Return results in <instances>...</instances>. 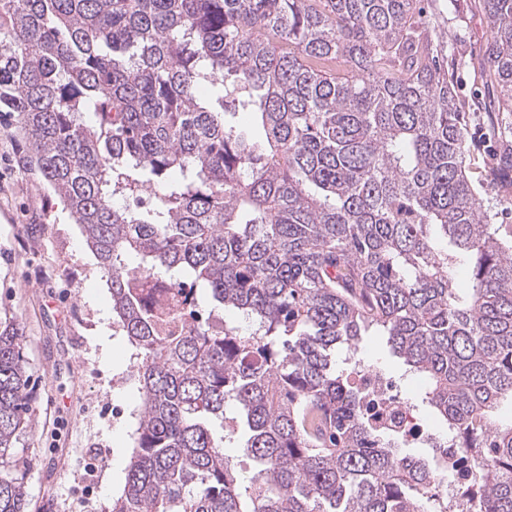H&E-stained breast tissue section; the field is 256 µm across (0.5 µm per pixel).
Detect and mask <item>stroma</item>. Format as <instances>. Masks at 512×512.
<instances>
[{
  "label": "stroma",
  "instance_id": "1",
  "mask_svg": "<svg viewBox=\"0 0 512 512\" xmlns=\"http://www.w3.org/2000/svg\"><path fill=\"white\" fill-rule=\"evenodd\" d=\"M448 58L465 114L466 173L497 223L512 225V157L499 145V91L481 66L491 37L482 0H426L415 15ZM13 116L0 118V321L16 324L33 396L18 436L28 512H110L125 483L141 408L136 350L112 313L109 280L58 195L32 164ZM358 356L420 404L384 337Z\"/></svg>",
  "mask_w": 512,
  "mask_h": 512
}]
</instances>
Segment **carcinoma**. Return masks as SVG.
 Segmentation results:
<instances>
[{"label":"carcinoma","mask_w":512,"mask_h":512,"mask_svg":"<svg viewBox=\"0 0 512 512\" xmlns=\"http://www.w3.org/2000/svg\"><path fill=\"white\" fill-rule=\"evenodd\" d=\"M483 4L512 112V0ZM412 17L413 0H0V112L137 351L111 512H423L433 463L399 454L337 368L371 328L427 378L448 473L458 452L489 462L465 512H512V422L495 419L512 401V229L465 176L464 116ZM155 185L145 208L115 204ZM202 297L249 331L200 321ZM21 342L0 325V512L28 506L10 461L30 415Z\"/></svg>","instance_id":"obj_1"}]
</instances>
